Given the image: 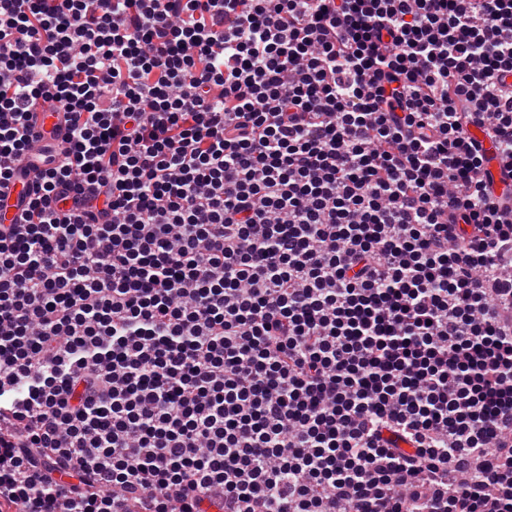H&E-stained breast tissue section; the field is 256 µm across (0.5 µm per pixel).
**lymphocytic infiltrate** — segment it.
I'll use <instances>...</instances> for the list:
<instances>
[{
	"label": "lymphocytic infiltrate",
	"mask_w": 512,
	"mask_h": 512,
	"mask_svg": "<svg viewBox=\"0 0 512 512\" xmlns=\"http://www.w3.org/2000/svg\"><path fill=\"white\" fill-rule=\"evenodd\" d=\"M0 512H512V0H0ZM31 159H24L20 162L13 163V167L18 168L19 170L26 169L27 172L24 175H20L18 178L14 180V185L11 188L4 192L7 197V206L6 210L0 211V215L2 213L3 224L11 223L15 216L19 214L20 209L18 207V203L21 197L28 194H32L39 183L37 173L33 171L30 167Z\"/></svg>",
	"instance_id": "obj_1"
}]
</instances>
